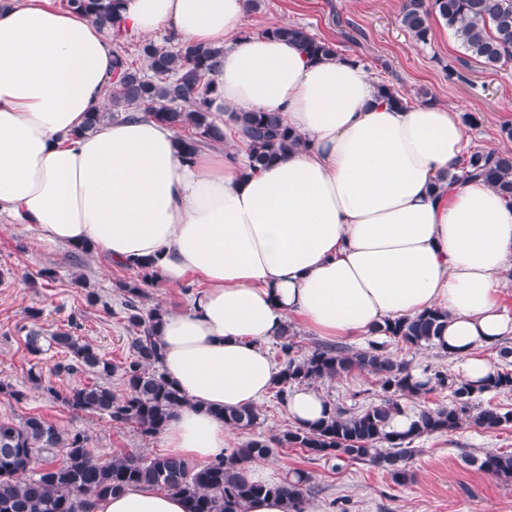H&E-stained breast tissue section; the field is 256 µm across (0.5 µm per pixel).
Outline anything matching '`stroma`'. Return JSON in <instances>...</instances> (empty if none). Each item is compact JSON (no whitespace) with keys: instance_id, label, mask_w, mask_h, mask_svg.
Here are the masks:
<instances>
[{"instance_id":"obj_1","label":"stroma","mask_w":512,"mask_h":512,"mask_svg":"<svg viewBox=\"0 0 512 512\" xmlns=\"http://www.w3.org/2000/svg\"><path fill=\"white\" fill-rule=\"evenodd\" d=\"M399 7L400 0H261L258 10L245 13L243 27L256 35L275 23L304 27L406 97L417 98L425 89L432 100L461 107L472 118L471 149L512 150V141L501 133L502 126L512 125V62L485 68L437 19L430 43L415 44L399 23ZM45 268L55 270L54 281L40 278ZM131 276L103 255H79L73 247L42 242L34 225L0 217V383L22 394L17 400L0 393V421L43 416L61 434H85L104 461L120 454L163 455L160 437L142 436L136 424H119L104 414L74 412L29 379L30 371L41 372L61 391L91 381V374L59 368L66 356L51 347L50 338L68 328L113 364L129 359L120 284ZM33 336L42 348L37 355L28 345ZM388 350L413 371L437 368L454 378L460 374L455 361L439 349L392 343ZM313 387L330 404L346 408L377 399L372 375L360 371L315 381ZM257 411L255 427L232 432L231 448L291 425L275 393H268ZM415 446L406 462L414 480L405 485L394 483L384 468L337 458L314 460L299 448L275 449L268 462L285 474L307 477L323 512H512V479L497 478L471 463L491 451H512V425L488 431L467 424L423 437Z\"/></svg>"}]
</instances>
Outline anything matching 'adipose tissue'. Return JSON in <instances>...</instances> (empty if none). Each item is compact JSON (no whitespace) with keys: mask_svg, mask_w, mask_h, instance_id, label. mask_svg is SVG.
Here are the masks:
<instances>
[{"mask_svg":"<svg viewBox=\"0 0 512 512\" xmlns=\"http://www.w3.org/2000/svg\"><path fill=\"white\" fill-rule=\"evenodd\" d=\"M243 14L244 0H123L120 27L223 47L215 126L228 106L278 112L307 141L258 169L242 140L187 155L174 130L140 115L87 129L106 103L111 31L54 0H0V214L116 265L153 260L169 285L201 281L155 331L165 375L189 399L162 446L197 462L226 452L221 409L256 407L273 387L267 344L288 321L358 341L398 318L446 312L438 345L476 386L512 334L500 303L512 203L484 179L448 180L469 147L460 110L399 109L354 58L314 59L299 43L245 34ZM330 410L305 386L288 397L299 426ZM91 512L185 507L134 486Z\"/></svg>","mask_w":512,"mask_h":512,"instance_id":"1","label":"adipose tissue"}]
</instances>
